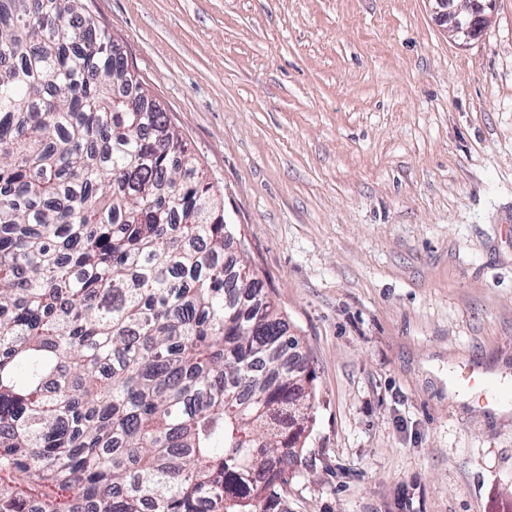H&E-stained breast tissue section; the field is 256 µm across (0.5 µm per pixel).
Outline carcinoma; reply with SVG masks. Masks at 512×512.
<instances>
[{
	"label": "carcinoma",
	"instance_id": "obj_1",
	"mask_svg": "<svg viewBox=\"0 0 512 512\" xmlns=\"http://www.w3.org/2000/svg\"><path fill=\"white\" fill-rule=\"evenodd\" d=\"M83 0H0V512H271L315 392Z\"/></svg>",
	"mask_w": 512,
	"mask_h": 512
}]
</instances>
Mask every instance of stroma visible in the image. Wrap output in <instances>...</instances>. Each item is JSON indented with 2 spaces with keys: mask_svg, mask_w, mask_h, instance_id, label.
<instances>
[{
  "mask_svg": "<svg viewBox=\"0 0 512 512\" xmlns=\"http://www.w3.org/2000/svg\"><path fill=\"white\" fill-rule=\"evenodd\" d=\"M302 342L286 512H512V0H85ZM465 3L464 8L456 7L455 0H430L434 2L433 12L441 26L462 43H467L478 36L488 22L485 8L491 9L496 0H459ZM485 2V3H483Z\"/></svg>",
  "mask_w": 512,
  "mask_h": 512,
  "instance_id": "1",
  "label": "stroma"
}]
</instances>
